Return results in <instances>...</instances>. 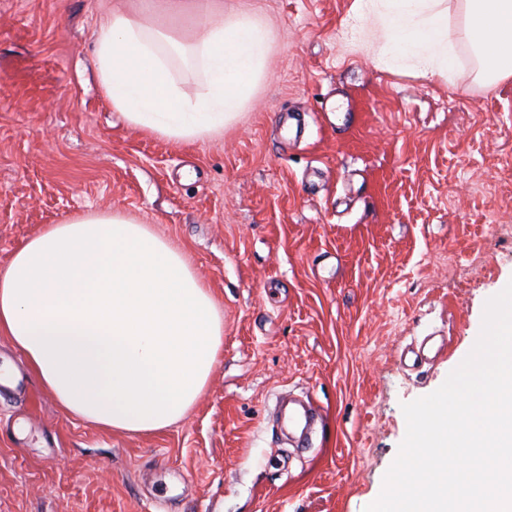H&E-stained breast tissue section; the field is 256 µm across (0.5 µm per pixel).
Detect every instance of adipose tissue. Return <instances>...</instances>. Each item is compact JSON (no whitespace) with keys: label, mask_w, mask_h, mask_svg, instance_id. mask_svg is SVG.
<instances>
[{"label":"adipose tissue","mask_w":512,"mask_h":512,"mask_svg":"<svg viewBox=\"0 0 512 512\" xmlns=\"http://www.w3.org/2000/svg\"><path fill=\"white\" fill-rule=\"evenodd\" d=\"M358 8L370 20L364 42L388 71L449 79L463 47L484 84L512 80V0H359ZM456 14L463 23L454 29ZM269 50L268 28L225 12L223 0H139L138 10L108 13L94 42L113 110L174 143L223 134L262 79ZM0 333L64 412L143 434L194 406L224 318L183 255L148 225L85 214L30 238L0 271Z\"/></svg>","instance_id":"obj_1"}]
</instances>
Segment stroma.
I'll list each match as a JSON object with an SVG mask.
<instances>
[{
	"instance_id": "1",
	"label": "stroma",
	"mask_w": 512,
	"mask_h": 512,
	"mask_svg": "<svg viewBox=\"0 0 512 512\" xmlns=\"http://www.w3.org/2000/svg\"><path fill=\"white\" fill-rule=\"evenodd\" d=\"M122 0H0V271L49 225L140 218L224 316L179 423L127 434L64 413L0 335V512H364L406 433L404 403L466 358L512 281V81L378 67L355 0H224L272 35L223 136L132 130L95 77ZM321 413L295 449L283 392Z\"/></svg>"
}]
</instances>
